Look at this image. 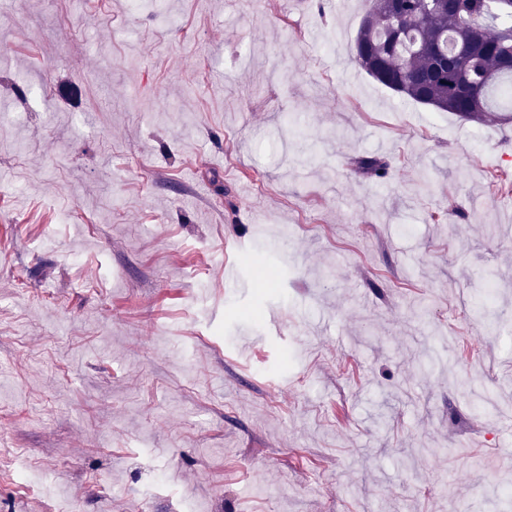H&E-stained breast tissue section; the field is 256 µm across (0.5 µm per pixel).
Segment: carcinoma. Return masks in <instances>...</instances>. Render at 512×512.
Returning <instances> with one entry per match:
<instances>
[{
  "instance_id": "obj_1",
  "label": "carcinoma",
  "mask_w": 512,
  "mask_h": 512,
  "mask_svg": "<svg viewBox=\"0 0 512 512\" xmlns=\"http://www.w3.org/2000/svg\"><path fill=\"white\" fill-rule=\"evenodd\" d=\"M380 0L363 17L355 59L393 93L466 121L512 111V0ZM355 169L383 177L385 164L362 155Z\"/></svg>"
}]
</instances>
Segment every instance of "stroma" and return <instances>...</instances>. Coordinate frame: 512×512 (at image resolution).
<instances>
[{"instance_id": "stroma-1", "label": "stroma", "mask_w": 512, "mask_h": 512, "mask_svg": "<svg viewBox=\"0 0 512 512\" xmlns=\"http://www.w3.org/2000/svg\"><path fill=\"white\" fill-rule=\"evenodd\" d=\"M368 8L0 15V512H512V119L374 81Z\"/></svg>"}]
</instances>
